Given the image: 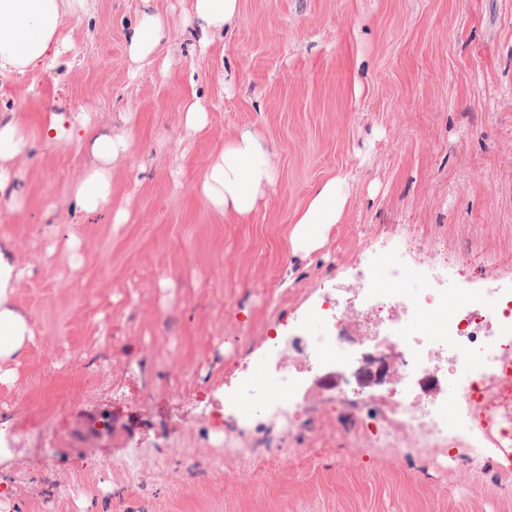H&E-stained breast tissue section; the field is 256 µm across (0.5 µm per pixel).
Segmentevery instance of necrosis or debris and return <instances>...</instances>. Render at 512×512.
<instances>
[{
	"label": "necrosis or debris",
	"mask_w": 512,
	"mask_h": 512,
	"mask_svg": "<svg viewBox=\"0 0 512 512\" xmlns=\"http://www.w3.org/2000/svg\"><path fill=\"white\" fill-rule=\"evenodd\" d=\"M411 260V248L391 249L379 273L365 257L356 287L334 289L278 337L263 376L242 378L225 406L263 409L280 424L256 431L251 445L277 456L281 439L344 409L372 446L413 444L451 465L463 439L483 444L481 411L493 408L501 423L512 416V394L491 393L512 362V283L483 287L441 261L425 287L412 288ZM432 311L442 315L434 336L409 319Z\"/></svg>",
	"instance_id": "1"
}]
</instances>
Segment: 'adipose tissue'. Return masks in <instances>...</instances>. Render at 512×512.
Instances as JSON below:
<instances>
[{"mask_svg":"<svg viewBox=\"0 0 512 512\" xmlns=\"http://www.w3.org/2000/svg\"><path fill=\"white\" fill-rule=\"evenodd\" d=\"M91 0H0V72L25 73L57 56L65 46L64 21L85 14ZM190 14L198 24L199 43L208 47L213 36L232 26L240 0H192ZM168 14L145 10L129 36V54L143 62L171 38ZM77 144L87 148L91 162L73 187L76 209L87 216L103 212L112 202V165L127 155L134 139L130 132L96 133L86 113L53 112L39 134L30 135L21 117L0 124V193L12 188L19 161L30 158L37 143ZM342 179L318 186L308 204L296 213L291 244L295 251L317 248L329 225L340 223L348 201ZM275 186L269 154L249 133L226 145L208 166L199 193L213 210L240 218L248 216ZM13 249L0 240V364L16 360L33 341V330L13 305L14 284L21 276Z\"/></svg>","mask_w":512,"mask_h":512,"instance_id":"ef3b65f1","label":"adipose tissue"}]
</instances>
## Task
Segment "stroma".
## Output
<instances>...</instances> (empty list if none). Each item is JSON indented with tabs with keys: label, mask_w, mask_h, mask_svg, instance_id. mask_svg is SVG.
<instances>
[{
	"label": "stroma",
	"mask_w": 512,
	"mask_h": 512,
	"mask_svg": "<svg viewBox=\"0 0 512 512\" xmlns=\"http://www.w3.org/2000/svg\"><path fill=\"white\" fill-rule=\"evenodd\" d=\"M233 26L201 50L191 0H152L177 27L136 63L128 35L143 0H94L67 19L69 48L33 71L0 75V116L37 128L46 112H89L101 134L132 132L112 167L111 210L75 212L89 158L38 146L18 167L21 200L0 197V238L27 276L14 306L34 339L0 382V512H512L484 481L488 448L428 464L343 438V417L313 443L269 459L244 450L223 469L205 430L237 371L262 374L331 284H350L362 251H421L512 281V0H240ZM208 105L187 130L184 101ZM274 154L276 188L248 217L202 200L212 158L243 132ZM344 178L341 223L309 257L293 253L295 214ZM46 430L52 473L31 434ZM144 466L123 467L131 449ZM191 449L185 459L183 449Z\"/></svg>",
	"instance_id": "stroma-1"
}]
</instances>
